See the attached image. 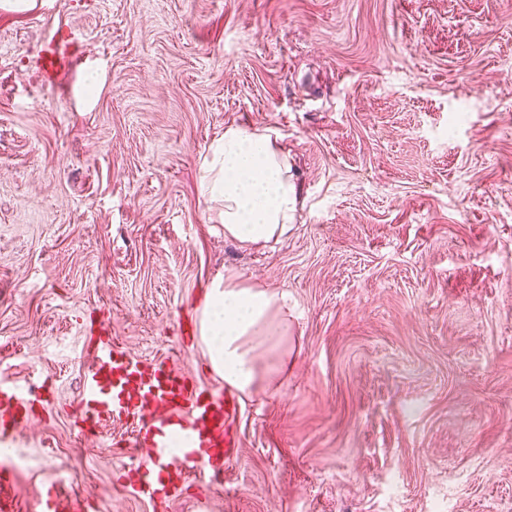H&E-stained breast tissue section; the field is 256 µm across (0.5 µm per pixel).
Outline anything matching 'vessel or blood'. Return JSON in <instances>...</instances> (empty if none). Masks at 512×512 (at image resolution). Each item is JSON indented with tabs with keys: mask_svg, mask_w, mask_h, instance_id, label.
I'll use <instances>...</instances> for the list:
<instances>
[{
	"mask_svg": "<svg viewBox=\"0 0 512 512\" xmlns=\"http://www.w3.org/2000/svg\"><path fill=\"white\" fill-rule=\"evenodd\" d=\"M76 32L53 35L33 58L43 84L61 85L82 64ZM90 364L81 378L75 419L86 434L116 424L129 434L141 458L121 478L134 498L152 504L154 512H168L193 479H224V465L239 443L230 430L236 397L227 389L200 386L165 357L146 358L115 341L106 322H87ZM36 383L21 386L0 377V446L20 445L22 423L28 411L44 405ZM165 474L157 486L146 478L148 469ZM84 499L57 490L46 501V512H85Z\"/></svg>",
	"mask_w": 512,
	"mask_h": 512,
	"instance_id": "1",
	"label": "vessel or blood"
}]
</instances>
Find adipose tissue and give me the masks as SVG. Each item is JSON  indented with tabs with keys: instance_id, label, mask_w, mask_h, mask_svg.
Masks as SVG:
<instances>
[{
	"instance_id": "1",
	"label": "adipose tissue",
	"mask_w": 512,
	"mask_h": 512,
	"mask_svg": "<svg viewBox=\"0 0 512 512\" xmlns=\"http://www.w3.org/2000/svg\"><path fill=\"white\" fill-rule=\"evenodd\" d=\"M280 135L270 126H230L202 162L201 193L222 203L226 237L256 245L283 236L302 204ZM275 291L215 282L200 317V339L210 365L227 387L246 393L258 377L260 350L278 345L287 321H274Z\"/></svg>"
}]
</instances>
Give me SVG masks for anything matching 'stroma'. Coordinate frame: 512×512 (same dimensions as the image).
I'll return each mask as SVG.
<instances>
[{"label":"stroma","instance_id":"1","mask_svg":"<svg viewBox=\"0 0 512 512\" xmlns=\"http://www.w3.org/2000/svg\"><path fill=\"white\" fill-rule=\"evenodd\" d=\"M69 28L60 92L29 58ZM231 125L282 136L280 241L225 238L200 193ZM218 278L285 294L288 336L223 487L169 512H512V0H0V375L52 393L0 512L59 478L152 512L121 429L72 425L82 321L218 385L176 326Z\"/></svg>","mask_w":512,"mask_h":512}]
</instances>
